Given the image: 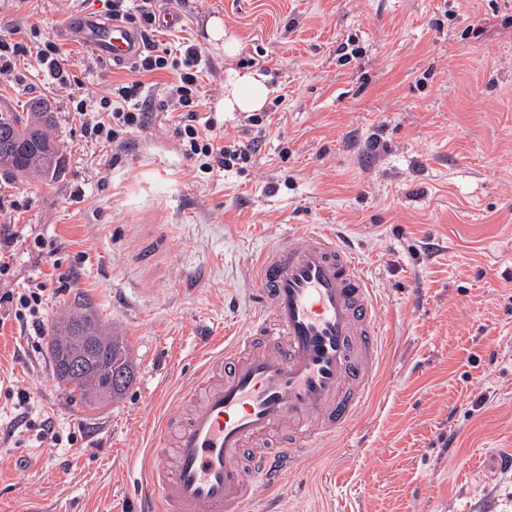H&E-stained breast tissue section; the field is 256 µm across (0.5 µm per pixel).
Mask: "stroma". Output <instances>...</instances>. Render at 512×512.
Here are the masks:
<instances>
[{"mask_svg": "<svg viewBox=\"0 0 512 512\" xmlns=\"http://www.w3.org/2000/svg\"><path fill=\"white\" fill-rule=\"evenodd\" d=\"M62 0H0V36H51ZM202 48L203 111L261 148L240 172L204 173L145 76L144 128L88 142L70 89L110 95L127 67L60 42L72 83L35 55L0 81V113L57 115V180L0 176L16 258L0 289L54 273L42 327L0 309V512H119L203 336L244 332L260 249L288 227H326L359 251L387 336L369 402L282 478L285 512H512V0H178ZM221 20L240 44L213 41ZM352 56L342 57V48ZM268 80L270 123L219 111L230 72ZM160 211L168 250L133 260ZM124 336L125 394L84 407L54 376L59 317L79 300ZM29 400L19 404V392ZM25 425H17V418ZM61 442L41 445L45 418Z\"/></svg>", "mask_w": 512, "mask_h": 512, "instance_id": "obj_1", "label": "stroma"}]
</instances>
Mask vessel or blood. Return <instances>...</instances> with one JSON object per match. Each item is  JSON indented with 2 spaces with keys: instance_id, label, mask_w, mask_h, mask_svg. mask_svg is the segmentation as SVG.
<instances>
[{
  "instance_id": "obj_1",
  "label": "vessel or blood",
  "mask_w": 512,
  "mask_h": 512,
  "mask_svg": "<svg viewBox=\"0 0 512 512\" xmlns=\"http://www.w3.org/2000/svg\"><path fill=\"white\" fill-rule=\"evenodd\" d=\"M102 61L141 52L130 27L70 9L55 29ZM257 312L208 352L133 482L134 512H251L286 466L351 425L384 349L381 306L359 258L328 230H296L255 265Z\"/></svg>"
}]
</instances>
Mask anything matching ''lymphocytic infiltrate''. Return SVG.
<instances>
[{
	"label": "lymphocytic infiltrate",
	"instance_id": "1",
	"mask_svg": "<svg viewBox=\"0 0 512 512\" xmlns=\"http://www.w3.org/2000/svg\"><path fill=\"white\" fill-rule=\"evenodd\" d=\"M106 2L113 21L139 30L145 49L132 65L134 79L115 84L111 95L100 98L96 105H88L81 92L71 90L72 118L79 122L87 141L118 146L130 130L144 127L148 114L143 109L145 84L141 77L147 73H168L173 80L167 88L166 98L182 111L176 134L184 146L186 158L204 172L246 168L255 151L254 144L227 137L213 117H203L198 112L201 105V48L194 44L171 48L157 41L151 0ZM30 53L36 55L52 82L69 87L70 76L56 43L41 38L35 27L31 28L28 41L0 40V75L12 74L17 58ZM47 289V282L36 280L24 292L9 293L0 299L10 304L18 324L37 327L44 322L43 297Z\"/></svg>",
	"mask_w": 512,
	"mask_h": 512
}]
</instances>
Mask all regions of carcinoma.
Here are the masks:
<instances>
[{"label":"carcinoma","instance_id":"carcinoma-1","mask_svg":"<svg viewBox=\"0 0 512 512\" xmlns=\"http://www.w3.org/2000/svg\"><path fill=\"white\" fill-rule=\"evenodd\" d=\"M55 123V113L36 110L27 117L0 113V173L7 177L33 176L55 178L62 168L63 154L59 143L50 136L49 128ZM56 378L69 382L63 370L75 354L85 353L86 380L106 381L110 374L124 372L127 385L112 388V397L122 395L134 374L129 364L128 346L123 337L106 331L95 316L72 310L59 323L53 347Z\"/></svg>","mask_w":512,"mask_h":512}]
</instances>
